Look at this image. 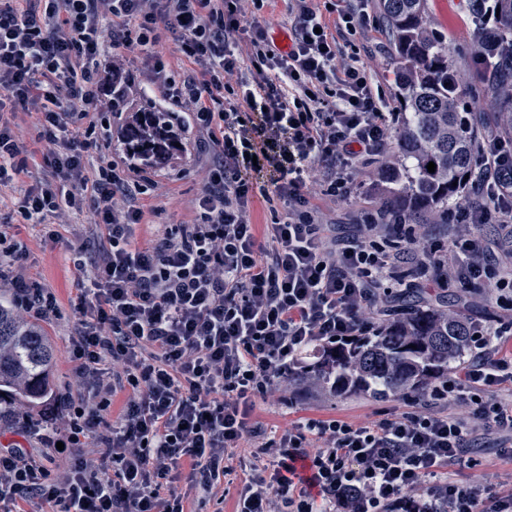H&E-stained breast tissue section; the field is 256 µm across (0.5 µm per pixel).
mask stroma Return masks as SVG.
<instances>
[{"mask_svg":"<svg viewBox=\"0 0 512 512\" xmlns=\"http://www.w3.org/2000/svg\"><path fill=\"white\" fill-rule=\"evenodd\" d=\"M356 8L362 9L365 21L356 29L344 32L340 43L346 54L357 55L370 67L373 86L381 88L388 99L391 126L401 122L400 106L395 96L396 69L393 61L390 36L386 24L377 9V0H356ZM464 0H424V8L435 32L447 35L449 28H457L459 37L445 48L451 57L459 80L461 96L470 111L473 125L479 131H500V102L487 90L486 82L474 76L473 58L477 41L475 31L466 27ZM199 137L196 127L186 133V150L176 162L175 170L164 169L156 174L157 188L145 197L143 224L135 229L140 242L152 239L159 224H185L194 216L193 203L202 184L200 172L209 159L198 154L194 143ZM381 160L367 164L356 160L351 174L352 189L347 201L334 202L317 196L313 202L319 208L329 235L337 239L354 237L361 232L365 213L383 208L385 199L375 182V174ZM59 240L47 243L38 227L23 225L20 236L27 244L30 259L39 273L43 285L57 298L66 315L59 320H47L43 328L57 351L55 384L58 392L80 394L72 375V365L67 357L69 336L75 331L77 320L68 309L87 284L86 270L76 268L70 260L71 247L87 243L86 262L97 260L104 236L101 229L87 223L86 219H69L58 225ZM412 288L434 301L457 303L466 319L499 327L512 322V292L497 291L487 281L468 282L453 276L443 281L427 280L420 275L410 277ZM418 396L408 393L397 397L374 398L359 393L343 396L306 394L296 397L294 403L275 401L257 402L252 413L254 420L268 428L283 429L303 419L336 418L355 425L402 415L411 411ZM512 445V434L489 427L476 431L471 437L463 463L448 467L451 478L471 483L477 489L512 488V457L504 454V447Z\"/></svg>","mask_w":512,"mask_h":512,"instance_id":"35a3bbf8","label":"stroma"}]
</instances>
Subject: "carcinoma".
Wrapping results in <instances>:
<instances>
[{
  "label": "carcinoma",
  "mask_w": 512,
  "mask_h": 512,
  "mask_svg": "<svg viewBox=\"0 0 512 512\" xmlns=\"http://www.w3.org/2000/svg\"><path fill=\"white\" fill-rule=\"evenodd\" d=\"M389 30L403 98L402 125L383 179L387 201L404 220L429 215L448 220V204L459 199L476 149L474 130L462 104L452 62L427 20L423 0H379ZM496 34L500 59L512 57V0H498ZM503 104L502 125L512 130V91L493 87ZM166 121V113L140 110L126 120L120 147L138 164L157 161L166 151L150 144L147 131ZM436 165L428 172V163ZM469 342V325L441 304L411 305L402 318L384 322L372 336L323 352L319 368L294 378L305 384L323 380L321 391L360 392L387 397L405 390L423 391L448 375ZM55 350L42 328L24 319L0 297V424L31 416L53 395Z\"/></svg>",
  "instance_id": "carcinoma-1"
}]
</instances>
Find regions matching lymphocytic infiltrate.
I'll return each mask as SVG.
<instances>
[{
  "label": "lymphocytic infiltrate",
  "instance_id": "1",
  "mask_svg": "<svg viewBox=\"0 0 512 512\" xmlns=\"http://www.w3.org/2000/svg\"><path fill=\"white\" fill-rule=\"evenodd\" d=\"M243 2L0 0V189L27 167L19 113L34 114L52 171L0 220V288L33 320L62 317L55 295L28 273L14 226L41 225L52 241L53 218L85 213L106 240L71 305L68 353L87 394L76 403L58 396L70 414L45 438L68 449L90 441L97 456L73 457L54 474L26 449L0 448V512H186L173 488L180 474L217 497L246 445L251 473L234 512H388L421 488L415 512H512V491L481 494L447 471L476 424L512 432V400L495 397L512 382L503 329L473 326L468 360L402 416L363 425L308 418L276 437L253 420L256 399L272 397L310 350L365 335L362 313L401 282V263L438 277L454 253L465 259L458 277L512 282L467 233L448 244L377 242L383 225L399 221L388 210L366 217L362 237L327 236L312 196L348 198L354 161L377 156L390 137L385 93L335 36L364 17L339 0H290L283 50L246 19ZM164 31L188 70L174 72L156 52ZM135 50L148 86L189 111L170 113L167 138L180 140L193 119L197 148L212 157L193 221L158 225L148 247L135 228L156 170L115 159L107 127L110 60ZM257 194L285 206L262 229L250 216ZM448 221L512 223V139L493 131L480 139L466 197ZM463 387L467 414L442 412ZM120 393L123 410L108 422Z\"/></svg>",
  "mask_w": 512,
  "mask_h": 512
}]
</instances>
